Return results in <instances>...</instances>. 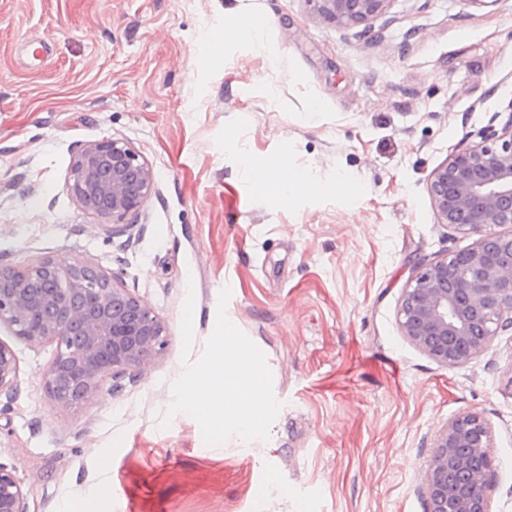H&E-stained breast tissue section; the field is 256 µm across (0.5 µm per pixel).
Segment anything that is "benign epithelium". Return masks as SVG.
Wrapping results in <instances>:
<instances>
[{
	"mask_svg": "<svg viewBox=\"0 0 512 512\" xmlns=\"http://www.w3.org/2000/svg\"><path fill=\"white\" fill-rule=\"evenodd\" d=\"M338 26L366 25L390 0H318ZM452 153L433 170L427 191L443 223L478 235L466 252L422 268L398 309L404 336L446 367L489 350L512 329V111L501 128ZM155 183L152 166L128 141H87L74 152L66 187L77 204L120 225L139 213ZM30 346L56 344L44 390L61 410L94 398L108 377L140 369L167 346L164 322L103 266L52 258L0 265V326ZM14 349L0 340V392L19 377ZM492 429L478 412L450 419L435 436L425 470L428 512H492ZM24 481L0 465V512H27Z\"/></svg>",
	"mask_w": 512,
	"mask_h": 512,
	"instance_id": "obj_1",
	"label": "benign epithelium"
}]
</instances>
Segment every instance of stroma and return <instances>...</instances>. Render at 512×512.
I'll return each mask as SVG.
<instances>
[{
	"instance_id": "35a3bbf8",
	"label": "stroma",
	"mask_w": 512,
	"mask_h": 512,
	"mask_svg": "<svg viewBox=\"0 0 512 512\" xmlns=\"http://www.w3.org/2000/svg\"><path fill=\"white\" fill-rule=\"evenodd\" d=\"M239 14L258 41L225 40ZM511 115L512 0H390L367 30L323 22L316 0H0V263H98L168 332L163 355L62 411L43 388L55 344L0 328L20 366L0 465L27 512H60L106 472L89 512H428L434 437L466 411L492 426V510L512 512V332L446 367L397 317L422 266L477 240L441 223L430 174ZM112 137L155 175L119 236L66 188L76 147ZM281 156L325 191L257 194L247 166ZM340 175L355 192H336ZM225 288L281 404L247 448L206 445L184 413L159 426Z\"/></svg>"
}]
</instances>
